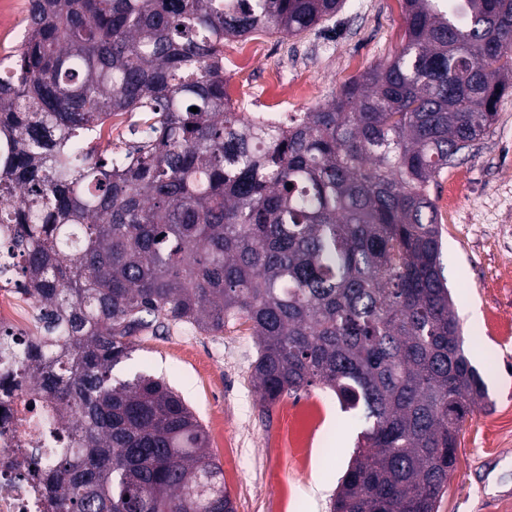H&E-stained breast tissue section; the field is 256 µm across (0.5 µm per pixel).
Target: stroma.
<instances>
[{
    "label": "stroma",
    "mask_w": 512,
    "mask_h": 512,
    "mask_svg": "<svg viewBox=\"0 0 512 512\" xmlns=\"http://www.w3.org/2000/svg\"><path fill=\"white\" fill-rule=\"evenodd\" d=\"M402 0H345L294 37L224 42V83L239 112H304L404 43ZM444 274L491 405L462 425L458 465L439 512H512V92L494 124L430 186ZM245 327L207 336L189 327L137 339L117 367L163 377L203 425L236 512H330L363 429L335 393L313 386L262 408L249 382Z\"/></svg>",
    "instance_id": "stroma-1"
}]
</instances>
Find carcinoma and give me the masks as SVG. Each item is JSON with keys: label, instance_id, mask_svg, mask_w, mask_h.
Here are the masks:
<instances>
[{"label": "carcinoma", "instance_id": "carcinoma-1", "mask_svg": "<svg viewBox=\"0 0 512 512\" xmlns=\"http://www.w3.org/2000/svg\"><path fill=\"white\" fill-rule=\"evenodd\" d=\"M341 5L28 0L0 59V253L37 333L1 332L0 357L66 432L27 462L44 512H236L181 396L114 373L172 325L247 326L267 407L321 383L363 414L332 512H437L489 400L429 186L512 88V0H403L401 50L324 104L278 124L232 108L224 39ZM119 114L141 116L126 148H87Z\"/></svg>", "mask_w": 512, "mask_h": 512}]
</instances>
